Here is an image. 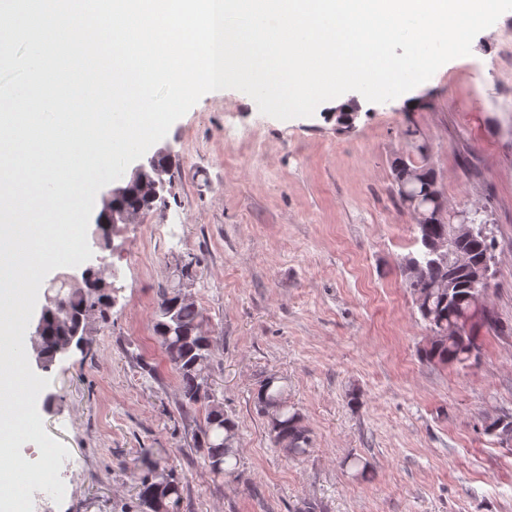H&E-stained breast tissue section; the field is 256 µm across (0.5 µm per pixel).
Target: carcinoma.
<instances>
[{"instance_id": "obj_1", "label": "carcinoma", "mask_w": 512, "mask_h": 512, "mask_svg": "<svg viewBox=\"0 0 512 512\" xmlns=\"http://www.w3.org/2000/svg\"><path fill=\"white\" fill-rule=\"evenodd\" d=\"M392 168L403 205L411 212L417 206L435 213L443 193L434 170L425 164L418 166L408 157L396 158ZM119 205L130 213H138L158 206V202L149 199L147 189L136 187L119 200ZM414 232L416 250L405 257L404 268L410 270L416 263L425 268L423 279L408 283L417 311L432 333L424 356L441 364L465 365L475 361L481 353L475 325L491 326L495 320L474 302L469 274L457 275L455 286L450 290L440 287L451 268L431 259L429 243L450 236L451 225L439 217L427 224H414ZM457 247L468 253L474 264L487 251L486 241L478 234L458 242ZM192 266L191 260L183 263L178 270L177 281L159 291L154 310V330L169 363L178 374L181 409L186 412L202 406L206 410L204 425L196 438L210 471L223 478H236L239 476L238 426L224 413L223 402L209 383L214 337L205 335L202 330L206 322L203 308L196 300L181 296V283L189 278ZM57 294L59 303L70 313H79L91 322L108 321L107 289H67L62 284ZM464 326L468 327V334L457 335L458 328ZM66 341V323L58 318L56 312L49 313L37 339L48 363H53L54 349ZM255 404L258 413L266 420L269 436L275 445L288 449V454L295 458L308 452L310 430L301 413L288 404L283 378L275 374L265 377L257 390ZM135 488L144 512H180L179 483L160 462L148 457L142 459V473Z\"/></svg>"}]
</instances>
